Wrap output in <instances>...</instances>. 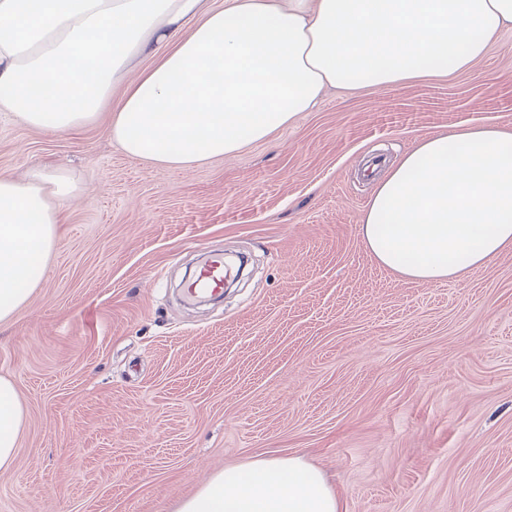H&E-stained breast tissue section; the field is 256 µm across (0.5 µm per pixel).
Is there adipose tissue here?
<instances>
[{"label": "adipose tissue", "mask_w": 512, "mask_h": 512, "mask_svg": "<svg viewBox=\"0 0 512 512\" xmlns=\"http://www.w3.org/2000/svg\"><path fill=\"white\" fill-rule=\"evenodd\" d=\"M506 28L512 0H0V112L69 133L108 110L126 155L187 171L292 124L326 88L470 70ZM79 191L65 172L0 171V323L42 282ZM361 235L380 265L426 283L463 280L512 249V132L422 138L378 182ZM24 425L0 376V471ZM176 512L341 508L318 469L288 457L218 472Z\"/></svg>", "instance_id": "ef3b65f1"}]
</instances>
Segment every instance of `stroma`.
<instances>
[{"label": "stroma", "instance_id": "35a3bbf8", "mask_svg": "<svg viewBox=\"0 0 512 512\" xmlns=\"http://www.w3.org/2000/svg\"><path fill=\"white\" fill-rule=\"evenodd\" d=\"M111 120L56 135L0 112V171L85 188L48 272L0 324L27 418L0 512H175L214 473L298 457L342 512H512V249L462 281L381 266L360 225L423 136L512 130V29L468 73L327 89L270 138L181 171ZM245 258L218 303L179 288Z\"/></svg>", "mask_w": 512, "mask_h": 512}]
</instances>
